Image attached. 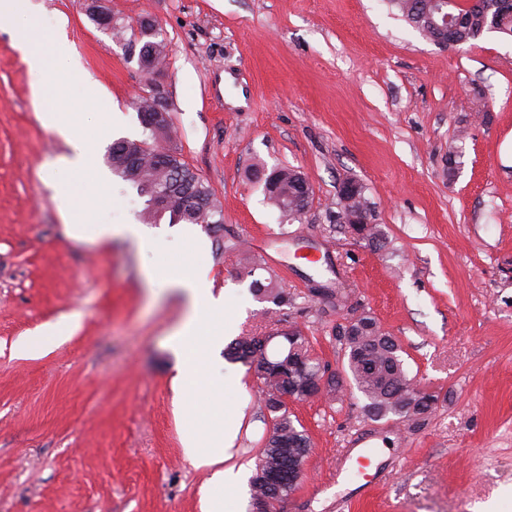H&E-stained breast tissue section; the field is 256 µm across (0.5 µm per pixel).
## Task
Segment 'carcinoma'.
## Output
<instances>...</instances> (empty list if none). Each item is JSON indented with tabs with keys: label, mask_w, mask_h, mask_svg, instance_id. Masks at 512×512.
<instances>
[{
	"label": "carcinoma",
	"mask_w": 512,
	"mask_h": 512,
	"mask_svg": "<svg viewBox=\"0 0 512 512\" xmlns=\"http://www.w3.org/2000/svg\"><path fill=\"white\" fill-rule=\"evenodd\" d=\"M402 17L413 24L427 39L434 42L447 38L455 45L471 44L486 33L494 31L512 37V0H391ZM137 43L155 54L156 60L166 58L164 40L160 39L159 29L150 22L139 24ZM152 142L145 140H118L114 145L127 144L128 152L138 155L144 166V181L137 184L142 196H150L156 186L167 189L172 197L171 207L159 211L146 205L143 210L145 220L155 223L164 215H169L173 224H210V217L222 215V208L212 188L204 182L170 148L166 153L169 167L155 161L154 152L160 148V138L151 135ZM279 192L268 193L271 203L280 208L287 206V198L296 195L293 185L295 170L281 168ZM185 198L197 199V208L184 209L180 201ZM256 296L281 303L285 292L272 282L265 284L259 279L252 281ZM368 324L360 328L358 335L351 336L347 327L338 331V340L343 346L346 364L342 370L349 374L355 387L367 400L364 410L373 419L381 420L388 416L395 421H411L425 417L432 412L438 395L428 392L415 393L411 390L413 379L408 376L401 360V348L392 336L384 332L372 316H367ZM282 338L287 347L274 355L257 345L255 337L240 336L228 347L229 359L253 369L265 388L266 407L276 413L273 432L266 439L261 458L277 456L283 466L288 462L302 464L310 453V441L297 427L287 413L280 412L275 405L279 393L293 383H312L325 373L323 365L311 353L308 338L298 335L296 340L288 334ZM295 489L286 481L276 487L267 482L264 470L256 468L250 480L251 499L266 500L267 512H273L275 503Z\"/></svg>",
	"instance_id": "obj_1"
}]
</instances>
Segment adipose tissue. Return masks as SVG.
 I'll return each mask as SVG.
<instances>
[{
	"instance_id": "obj_1",
	"label": "adipose tissue",
	"mask_w": 512,
	"mask_h": 512,
	"mask_svg": "<svg viewBox=\"0 0 512 512\" xmlns=\"http://www.w3.org/2000/svg\"><path fill=\"white\" fill-rule=\"evenodd\" d=\"M16 44L23 53L32 78L34 109L41 123L56 132L68 145L70 153L61 168L80 174L89 167L94 145L104 135V128L76 131L70 113L64 112V94L51 83L49 76L53 58L67 54V41L58 34H43L38 21H30L15 34ZM52 187L61 199L63 210L70 218L69 230L76 239L87 237L108 242L115 238L132 240L137 246L149 241L134 224H87L77 217V199L64 179H56ZM152 295L179 290L185 302L181 322L170 332L174 346L175 375L172 388L176 411L186 427L183 447L186 456L199 467L212 469L213 491L206 498L205 512H224L220 491L230 485L232 448L237 438L239 414L224 401L210 373L211 355L224 340V318L233 314L232 301L227 296H213L204 270L185 274L170 265H163L148 279Z\"/></svg>"
}]
</instances>
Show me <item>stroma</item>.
Returning a JSON list of instances; mask_svg holds the SVG:
<instances>
[{
  "instance_id": "stroma-1",
  "label": "stroma",
  "mask_w": 512,
  "mask_h": 512,
  "mask_svg": "<svg viewBox=\"0 0 512 512\" xmlns=\"http://www.w3.org/2000/svg\"><path fill=\"white\" fill-rule=\"evenodd\" d=\"M121 33L85 0H23L0 25V512H201L208 468L183 453L168 333L184 305L152 296L148 271L206 269L236 305L227 340L296 326L330 371L338 326L367 314L402 348L409 376L437 394L425 419L366 415L352 380L288 404L311 441L304 476L275 512H512V38L441 47L388 0H108ZM62 32L77 126L113 117V139L146 140L130 52L141 20L167 44L163 84L182 159L215 192L224 222L145 226L160 250L73 239L48 185L69 148L38 120L14 30ZM103 91L91 103L82 78ZM108 143L72 186L87 223L138 224L132 181ZM290 167L313 194L282 217L254 172ZM359 180L379 244L336 218ZM107 193H100L98 180ZM207 250L188 252L191 237ZM286 297H255L242 263ZM77 327L43 355L16 345L51 324ZM242 423L232 465L243 484L224 512H251L249 479L273 427L263 383L223 354L210 364ZM375 451L372 482L337 474Z\"/></svg>"
}]
</instances>
